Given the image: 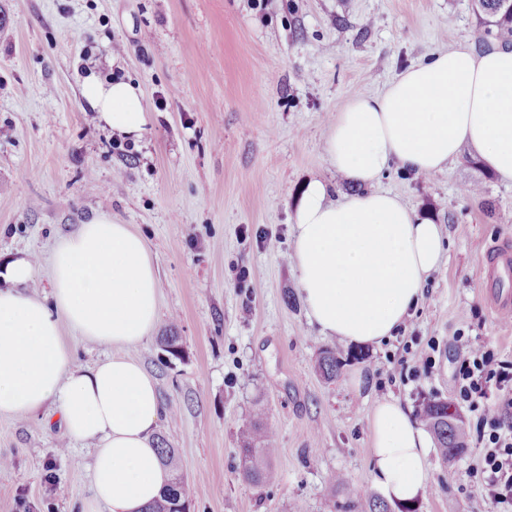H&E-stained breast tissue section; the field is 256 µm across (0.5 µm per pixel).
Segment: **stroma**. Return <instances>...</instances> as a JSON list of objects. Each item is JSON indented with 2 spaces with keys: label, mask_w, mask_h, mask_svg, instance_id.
Instances as JSON below:
<instances>
[{
  "label": "stroma",
  "mask_w": 512,
  "mask_h": 512,
  "mask_svg": "<svg viewBox=\"0 0 512 512\" xmlns=\"http://www.w3.org/2000/svg\"><path fill=\"white\" fill-rule=\"evenodd\" d=\"M473 0H0V263L30 257L50 290L60 236L97 213L146 241L160 280L159 321L133 349L166 413L158 441L193 486L190 512H356L377 495L369 422L394 396L452 399L469 351L512 361V318L484 299L490 246L512 241V182L470 148L422 178L390 169L379 186L443 225L444 261L396 336L351 358L311 325L287 255L306 182L350 191L325 160L330 119L411 65L474 37ZM122 44L117 54L113 45ZM139 83L152 116L139 141L102 128L80 83L89 72ZM480 184L479 195L467 192ZM175 327L183 353L159 338ZM441 353L413 373L432 341ZM335 350L338 380L317 361ZM264 409L276 430L273 478L239 475L242 424ZM92 446L69 442L52 406L0 413V512H82ZM469 440L454 465L429 455L417 512H494ZM345 487L330 491L333 475Z\"/></svg>",
  "instance_id": "stroma-1"
}]
</instances>
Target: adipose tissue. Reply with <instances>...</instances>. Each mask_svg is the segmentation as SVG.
<instances>
[{
	"label": "adipose tissue",
	"mask_w": 512,
	"mask_h": 512,
	"mask_svg": "<svg viewBox=\"0 0 512 512\" xmlns=\"http://www.w3.org/2000/svg\"><path fill=\"white\" fill-rule=\"evenodd\" d=\"M81 96L99 123L123 135L141 138L151 122L133 81L92 73ZM465 147L512 181V47L437 53L381 94L352 98L331 120L325 158L358 191L334 200L326 181H310L292 216L290 254L309 321L323 335L374 344L412 315L441 264L443 229L374 184L393 165L440 172ZM33 279L29 258L0 266V412L54 405L69 440L95 449L84 512H144L171 479L153 445L164 413L157 383L129 354L159 319L146 242L99 213L58 239L49 295L28 293ZM64 323L117 355L80 365L61 336ZM370 446L384 496L410 504L425 492L428 439L398 399L377 403Z\"/></svg>",
	"instance_id": "1"
}]
</instances>
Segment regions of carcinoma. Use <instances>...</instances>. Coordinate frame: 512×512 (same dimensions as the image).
I'll list each match as a JSON object with an SVG mask.
<instances>
[{"label": "carcinoma", "mask_w": 512, "mask_h": 512, "mask_svg": "<svg viewBox=\"0 0 512 512\" xmlns=\"http://www.w3.org/2000/svg\"><path fill=\"white\" fill-rule=\"evenodd\" d=\"M478 20L477 37L482 38L497 29L512 35V0H474ZM321 374L338 378L340 361L336 353L326 350L318 362ZM420 419L432 433L437 452L446 463H453L464 453L468 440L465 421L452 405L441 399H428L422 404ZM275 432L262 413L246 421L237 455L244 480L259 486L271 477V460L275 454ZM192 495L191 486L178 472L171 476V484L163 497L149 506L147 512H179L187 508Z\"/></svg>", "instance_id": "obj_1"}]
</instances>
